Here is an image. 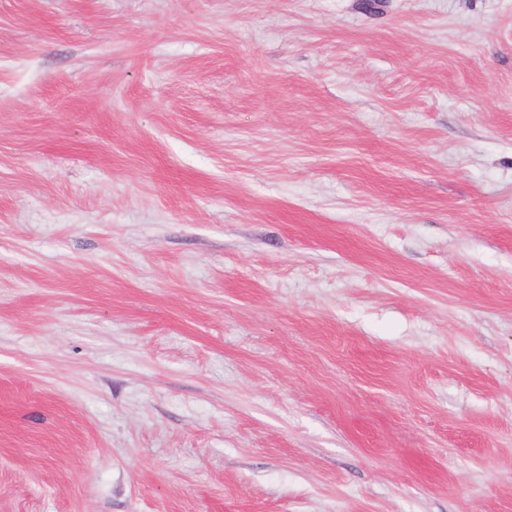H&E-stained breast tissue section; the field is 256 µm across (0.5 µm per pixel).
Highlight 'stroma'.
<instances>
[{"instance_id": "1", "label": "stroma", "mask_w": 512, "mask_h": 512, "mask_svg": "<svg viewBox=\"0 0 512 512\" xmlns=\"http://www.w3.org/2000/svg\"><path fill=\"white\" fill-rule=\"evenodd\" d=\"M0 512H512V0H0Z\"/></svg>"}]
</instances>
